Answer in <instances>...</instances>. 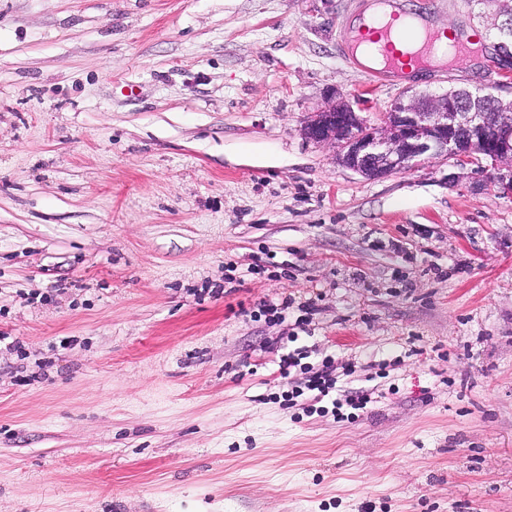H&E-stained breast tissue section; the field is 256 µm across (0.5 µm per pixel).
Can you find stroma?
<instances>
[{
    "instance_id": "stroma-1",
    "label": "stroma",
    "mask_w": 512,
    "mask_h": 512,
    "mask_svg": "<svg viewBox=\"0 0 512 512\" xmlns=\"http://www.w3.org/2000/svg\"><path fill=\"white\" fill-rule=\"evenodd\" d=\"M402 2L479 58L368 76L361 0H0V512H512V196L302 134L512 97L475 0ZM293 335L371 403H289Z\"/></svg>"
}]
</instances>
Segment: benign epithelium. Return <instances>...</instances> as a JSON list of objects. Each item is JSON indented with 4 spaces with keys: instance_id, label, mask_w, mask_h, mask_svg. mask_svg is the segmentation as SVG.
Returning <instances> with one entry per match:
<instances>
[{
    "instance_id": "7a95c632",
    "label": "benign epithelium",
    "mask_w": 512,
    "mask_h": 512,
    "mask_svg": "<svg viewBox=\"0 0 512 512\" xmlns=\"http://www.w3.org/2000/svg\"><path fill=\"white\" fill-rule=\"evenodd\" d=\"M497 5L494 43L504 59L512 58V0ZM318 144L337 149L339 162L368 178L383 179L434 159L463 168L476 156L498 169L497 185L512 195V98L488 97L467 89L435 97L402 95L376 126L348 101L315 112L303 129Z\"/></svg>"
}]
</instances>
